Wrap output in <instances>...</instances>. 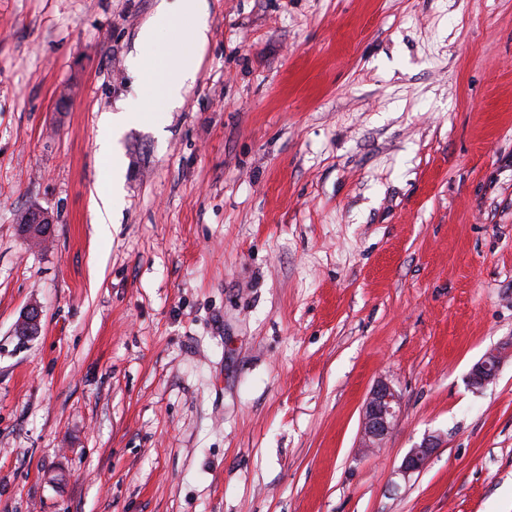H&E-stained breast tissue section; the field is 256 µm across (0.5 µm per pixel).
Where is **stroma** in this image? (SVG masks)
Wrapping results in <instances>:
<instances>
[{"label":"stroma","mask_w":512,"mask_h":512,"mask_svg":"<svg viewBox=\"0 0 512 512\" xmlns=\"http://www.w3.org/2000/svg\"><path fill=\"white\" fill-rule=\"evenodd\" d=\"M208 4L103 234L158 0H0V512H512V0ZM42 312L38 306H30L21 314L16 323L15 329L22 339H30L36 336L41 330ZM24 333V335H22ZM502 353L493 349L488 351L471 369L468 383L473 388H481L492 382L498 375L502 364ZM401 412V397L386 380L377 381L365 402L360 429L359 450L381 448ZM443 436L440 433L427 434L420 443L409 449L403 459L401 472L410 475L421 471L438 448L443 444Z\"/></svg>","instance_id":"stroma-1"}]
</instances>
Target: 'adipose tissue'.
Returning <instances> with one entry per match:
<instances>
[{
	"instance_id": "adipose-tissue-1",
	"label": "adipose tissue",
	"mask_w": 512,
	"mask_h": 512,
	"mask_svg": "<svg viewBox=\"0 0 512 512\" xmlns=\"http://www.w3.org/2000/svg\"><path fill=\"white\" fill-rule=\"evenodd\" d=\"M207 17V0H160L154 17L141 29L137 96L121 111L105 113L101 119L97 144L107 167L108 183L99 198L105 212L121 205L124 170L117 151L121 130L130 124L154 122L156 113L173 111L182 104L185 88L195 81L200 55L208 42ZM177 27L184 30L183 50L158 44L160 30Z\"/></svg>"
}]
</instances>
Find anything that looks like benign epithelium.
<instances>
[{
    "instance_id": "benign-epithelium-1",
    "label": "benign epithelium",
    "mask_w": 512,
    "mask_h": 512,
    "mask_svg": "<svg viewBox=\"0 0 512 512\" xmlns=\"http://www.w3.org/2000/svg\"><path fill=\"white\" fill-rule=\"evenodd\" d=\"M42 312L38 306H30L21 314L16 330L22 338L30 339L41 330ZM502 364V353L488 351L471 369L468 383L473 388H481L492 382ZM401 412V397L395 388L385 380L377 381L365 402L360 429L359 450L369 452L380 448L391 433ZM443 444L440 433L426 435L421 442L409 449L403 459L401 472L410 475L421 471L436 450Z\"/></svg>"
}]
</instances>
